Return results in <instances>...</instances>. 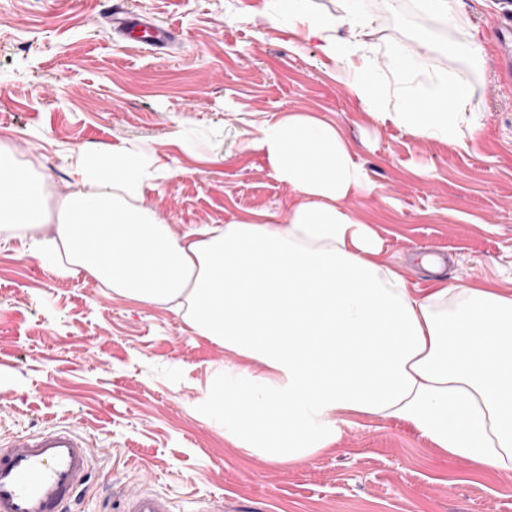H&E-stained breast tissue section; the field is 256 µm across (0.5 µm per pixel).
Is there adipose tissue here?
<instances>
[{"label": "adipose tissue", "instance_id": "obj_1", "mask_svg": "<svg viewBox=\"0 0 512 512\" xmlns=\"http://www.w3.org/2000/svg\"><path fill=\"white\" fill-rule=\"evenodd\" d=\"M265 21L302 25L336 77L382 122L464 145L479 120L472 88L375 67L365 45L337 35L348 18L310 0H266ZM432 104L429 112L416 111ZM300 201L175 235L144 206L165 175L140 153L97 151L49 211L43 178L0 138V242L19 241L58 277H89L141 304L168 305L221 345L203 404L239 448L294 466L331 452L359 417L413 427L472 469L512 479V291L436 280L409 288L383 263V241L345 201L369 191L336 128L291 115L254 140Z\"/></svg>", "mask_w": 512, "mask_h": 512}]
</instances>
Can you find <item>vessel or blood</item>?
<instances>
[{
  "label": "vessel or blood",
  "instance_id": "b4317fda",
  "mask_svg": "<svg viewBox=\"0 0 512 512\" xmlns=\"http://www.w3.org/2000/svg\"><path fill=\"white\" fill-rule=\"evenodd\" d=\"M100 16L125 38L150 47L172 43L170 28L127 12L117 0H99ZM87 440L66 426L25 434L0 448V512H72L91 477ZM119 512H171L160 494L126 496Z\"/></svg>",
  "mask_w": 512,
  "mask_h": 512
}]
</instances>
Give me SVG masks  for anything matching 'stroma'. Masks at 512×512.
Returning <instances> with one entry per match:
<instances>
[{"label":"stroma","instance_id":"35a3bbf8","mask_svg":"<svg viewBox=\"0 0 512 512\" xmlns=\"http://www.w3.org/2000/svg\"><path fill=\"white\" fill-rule=\"evenodd\" d=\"M172 28L138 47L98 19L97 0H0V134L34 161L47 192L74 190L79 158L141 148L169 176L143 202L180 233L253 212L287 213L297 192L252 142L291 114L336 127L370 191L348 208L374 225L382 261L426 288L422 254L450 253L449 282L512 288V42L496 35L505 0H460L457 26L419 0H312L351 12L375 62L405 60L469 83L480 127L465 147L382 123L336 80L302 27L266 25L265 0H125ZM480 53H459L463 43ZM19 242L0 243V446L70 425L92 441L77 512H113L151 490L172 512H512V489L439 452L414 429L360 419L335 451L272 465L234 447L201 403L224 350L166 306H144L90 278L61 279Z\"/></svg>","mask_w":512,"mask_h":512}]
</instances>
